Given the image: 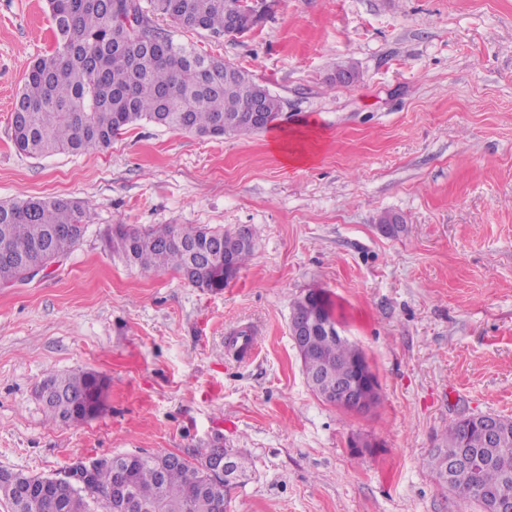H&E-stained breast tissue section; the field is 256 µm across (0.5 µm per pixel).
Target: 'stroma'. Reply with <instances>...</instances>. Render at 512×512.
<instances>
[{
	"instance_id": "35a3bbf8",
	"label": "stroma",
	"mask_w": 512,
	"mask_h": 512,
	"mask_svg": "<svg viewBox=\"0 0 512 512\" xmlns=\"http://www.w3.org/2000/svg\"><path fill=\"white\" fill-rule=\"evenodd\" d=\"M175 37L280 97L274 127L199 137L142 121L107 150L31 158L10 115L51 21L45 0H0V202L91 203L69 254L0 287V469L58 477L217 441L252 462L227 512H481L425 462L456 419L512 418V0H273L243 36ZM348 59L361 80L331 84ZM306 133L309 164L270 148ZM386 211L399 236L379 231ZM116 224L247 226L255 247L211 293L118 257ZM312 288L378 376L367 413L306 382L288 324ZM243 326L248 360L226 347ZM78 370L104 378L100 414L49 423L38 385ZM356 435L370 449L353 452Z\"/></svg>"
}]
</instances>
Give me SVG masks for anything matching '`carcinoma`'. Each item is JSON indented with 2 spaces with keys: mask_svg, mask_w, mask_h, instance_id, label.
Returning <instances> with one entry per match:
<instances>
[{
  "mask_svg": "<svg viewBox=\"0 0 512 512\" xmlns=\"http://www.w3.org/2000/svg\"><path fill=\"white\" fill-rule=\"evenodd\" d=\"M237 0H46L55 46L29 67L11 112L12 141L27 156L59 152L71 155L105 150L120 131L148 121L167 129L220 137L258 133L250 123L253 103L260 99L269 121L280 117L281 99L239 66L202 54L194 45L176 40L158 20L167 19L185 31H203L220 39L234 37L257 25L253 12L243 11L228 24ZM88 202L33 197L0 203V249L4 245L29 252L43 266L69 253L82 240ZM108 248L127 263L145 270L192 269L189 283L209 292L227 286L224 257L234 256L237 268L253 254L254 238L234 232L168 224L139 229L116 224ZM355 347L318 333L307 374L318 382L317 395L354 379ZM49 395L42 403L48 421L81 423L77 407L95 388L89 371L50 374L43 381ZM481 452L470 464L443 478L445 462L461 448L460 425L445 432L442 447L426 466L444 488L458 494L484 487L512 489V424L498 444L478 432L466 442ZM205 449L197 448L178 463L169 454H127L122 469L98 463L86 490L67 478L51 481L46 497L22 498L15 483H39L41 476L17 474L0 478V499L10 512H112L98 494L127 477L138 500L151 512H215V498L228 497L232 484L203 470Z\"/></svg>",
  "mask_w": 512,
  "mask_h": 512,
  "instance_id": "obj_1",
  "label": "carcinoma"
}]
</instances>
